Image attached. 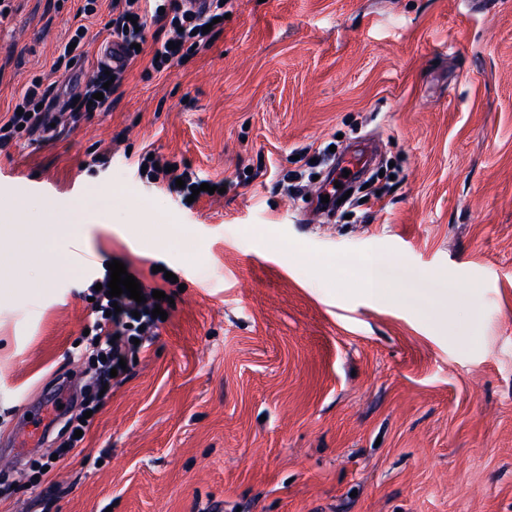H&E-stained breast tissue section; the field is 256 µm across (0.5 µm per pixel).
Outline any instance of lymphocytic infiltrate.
Returning <instances> with one entry per match:
<instances>
[{
	"label": "lymphocytic infiltrate",
	"instance_id": "obj_1",
	"mask_svg": "<svg viewBox=\"0 0 512 512\" xmlns=\"http://www.w3.org/2000/svg\"><path fill=\"white\" fill-rule=\"evenodd\" d=\"M117 9L107 27L123 43L124 64L109 69L100 64L90 78L83 98L70 109L72 124H79L92 113L110 109L112 90L106 89L108 78L123 80L126 65L137 61L138 46L151 47L150 68L160 73L172 65L194 56L199 50L213 46L224 25L219 18L225 13L224 0H212L206 15H192L181 10L178 0H114ZM169 28L170 41L149 38V25ZM55 84L35 77L28 81L17 103V113L0 122V152L16 144L21 135L45 136L51 132V108L55 102ZM143 302L129 296L110 298L107 290L95 292L90 313V333L85 352L95 371V387L111 386L113 379H125L120 360H132L143 343L157 336L161 324L152 311L156 301L151 287H143Z\"/></svg>",
	"mask_w": 512,
	"mask_h": 512
}]
</instances>
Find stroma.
I'll use <instances>...</instances> for the list:
<instances>
[{
	"mask_svg": "<svg viewBox=\"0 0 512 512\" xmlns=\"http://www.w3.org/2000/svg\"><path fill=\"white\" fill-rule=\"evenodd\" d=\"M13 5L0 119L41 76L59 136L0 154V209L106 188L112 213L0 240L31 268L0 278V512H512V0H233L211 49L149 76L142 56L74 129L112 0ZM80 25L87 58L52 73ZM362 140L392 163L382 205L310 222L295 150ZM148 151L232 185L186 208L140 177ZM62 257L74 275H54ZM106 259L163 288L167 319L83 442L13 461L31 401L84 392L75 345Z\"/></svg>",
	"mask_w": 512,
	"mask_h": 512,
	"instance_id": "stroma-1",
	"label": "stroma"
}]
</instances>
